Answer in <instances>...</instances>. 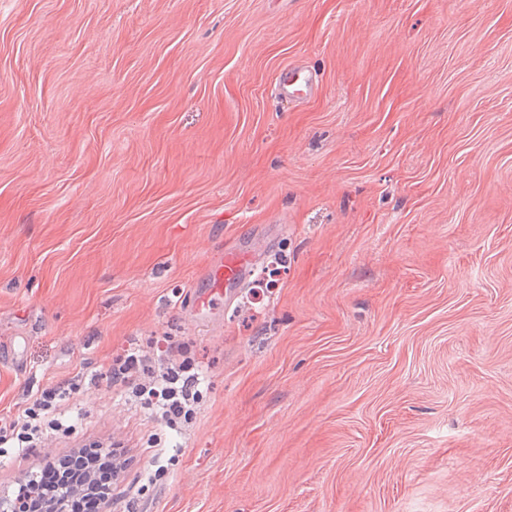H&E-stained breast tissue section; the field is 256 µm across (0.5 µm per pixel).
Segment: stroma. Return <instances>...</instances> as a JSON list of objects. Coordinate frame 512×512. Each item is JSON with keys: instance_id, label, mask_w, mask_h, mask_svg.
Masks as SVG:
<instances>
[{"instance_id": "obj_1", "label": "stroma", "mask_w": 512, "mask_h": 512, "mask_svg": "<svg viewBox=\"0 0 512 512\" xmlns=\"http://www.w3.org/2000/svg\"><path fill=\"white\" fill-rule=\"evenodd\" d=\"M172 344L178 432L107 373ZM64 381L0 491L118 440L104 512H512V0H0V417ZM318 86V78L310 69L289 65L279 74L276 92L280 99L299 106L316 95ZM247 254L241 252L223 253L219 259L209 264L210 290L204 295H199L194 300V309H212V304L224 298V282L239 281L249 266Z\"/></svg>"}]
</instances>
